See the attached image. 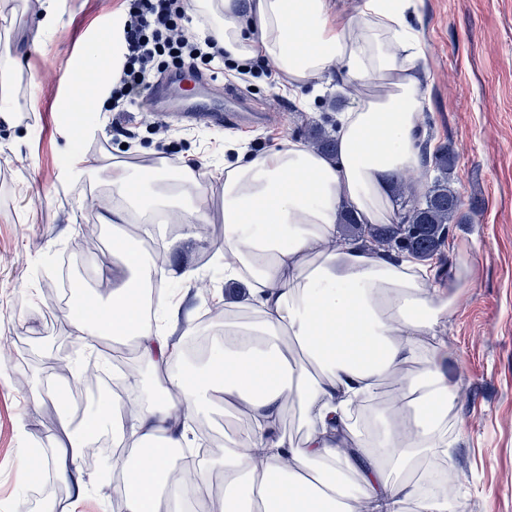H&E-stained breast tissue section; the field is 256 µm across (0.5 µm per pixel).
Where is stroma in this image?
Here are the masks:
<instances>
[{
  "label": "stroma",
  "mask_w": 512,
  "mask_h": 512,
  "mask_svg": "<svg viewBox=\"0 0 512 512\" xmlns=\"http://www.w3.org/2000/svg\"><path fill=\"white\" fill-rule=\"evenodd\" d=\"M56 2L58 31L47 35V0H0V59L28 56L4 95L15 119L0 124V512H41L46 500L20 467L21 458L35 469L50 456L59 419L57 404L33 401L48 380L43 361L58 324L42 272L60 253L74 254L88 227L124 232V225L101 223L105 208L94 197L111 187L113 163L162 154L175 164L198 159L209 175L203 217L218 224L225 156L307 140L316 123L333 130L355 97L337 92L327 76L302 103L282 75L261 72L239 89L271 116L268 126L197 127L163 138L142 99L126 115L140 128L132 149H124L106 110L90 114L79 138L60 112L66 74L97 38L111 37L112 19L126 13L127 2ZM411 22L427 56L419 72L426 99L420 128L432 148L453 155L451 185L461 199L460 221L450 227L431 282L453 304L440 331L456 392L446 469L464 512H512V0H413ZM87 260L88 294L110 296L125 277L120 258L102 251ZM186 274L200 306L245 302V285L225 283L212 265ZM80 485L63 512H109L113 487L96 467L82 466Z\"/></svg>",
  "instance_id": "35a3bbf8"
}]
</instances>
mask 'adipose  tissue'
I'll use <instances>...</instances> for the list:
<instances>
[{
	"mask_svg": "<svg viewBox=\"0 0 512 512\" xmlns=\"http://www.w3.org/2000/svg\"><path fill=\"white\" fill-rule=\"evenodd\" d=\"M229 58L270 60L303 96L335 72L347 86L388 83L341 113L329 158L285 139L259 155L224 163V280L248 287L247 302L224 314L201 364L186 362L138 290L157 273L148 255L127 247L128 277L98 301V319L75 306L70 324L96 343L132 338L148 376L144 401L127 411L101 401L88 426L59 416L48 465L58 481L78 470L86 448L112 432L148 455L152 475L126 459L113 485L119 512H185L189 496L207 512H459L437 475L448 458V411L455 391L438 366L435 329L450 313L430 287L429 265L407 256L335 243L338 215L354 209L367 224L393 211L390 178L421 171L417 145L425 98L416 69L424 55L408 18L409 0H363L357 14L331 0H193ZM122 21L112 38L74 63L71 90L97 111L108 56L122 53ZM188 165L112 169V221H149L158 211L186 223L184 206L202 192ZM393 394L379 404L380 385ZM223 401L231 426L218 458L178 475V451L192 447L178 407L204 412ZM296 405L305 436L284 426Z\"/></svg>",
	"mask_w": 512,
	"mask_h": 512,
	"instance_id": "adipose-tissue-1",
	"label": "adipose tissue"
}]
</instances>
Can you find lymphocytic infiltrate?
I'll return each mask as SVG.
<instances>
[{
	"mask_svg": "<svg viewBox=\"0 0 512 512\" xmlns=\"http://www.w3.org/2000/svg\"><path fill=\"white\" fill-rule=\"evenodd\" d=\"M190 8L189 0H130L123 28V51L109 89L113 124L128 142L138 134L124 127L122 116L149 88L155 62L168 57L174 66L197 69L199 62L220 58L223 47L213 37L188 36L182 26Z\"/></svg>",
	"mask_w": 512,
	"mask_h": 512,
	"instance_id": "1",
	"label": "lymphocytic infiltrate"
}]
</instances>
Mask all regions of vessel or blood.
I'll return each instance as SVG.
<instances>
[{
  "label": "vessel or blood",
  "mask_w": 512,
  "mask_h": 512,
  "mask_svg": "<svg viewBox=\"0 0 512 512\" xmlns=\"http://www.w3.org/2000/svg\"><path fill=\"white\" fill-rule=\"evenodd\" d=\"M210 93L223 94V106L208 104L206 96ZM245 106L246 100L237 88L218 87L200 75L190 80L181 76L172 82L162 81L152 94L153 111L179 123L187 121L209 128L267 123L268 118L264 113L246 111Z\"/></svg>",
  "instance_id": "vessel-or-blood-1"
}]
</instances>
